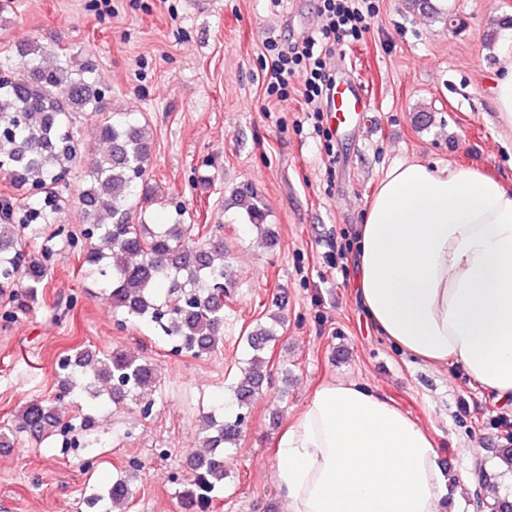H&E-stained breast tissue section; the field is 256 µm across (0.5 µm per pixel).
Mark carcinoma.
<instances>
[{
    "label": "carcinoma",
    "mask_w": 512,
    "mask_h": 512,
    "mask_svg": "<svg viewBox=\"0 0 512 512\" xmlns=\"http://www.w3.org/2000/svg\"><path fill=\"white\" fill-rule=\"evenodd\" d=\"M81 52L53 48L37 40L16 45L0 59V177L17 192L19 204L0 210V296L28 308L48 274V248L31 253L44 229L79 249L88 273L109 287L112 309L122 313L117 325L147 321L160 328L175 355L202 357L217 348L224 331V242L208 225L187 222L186 206L163 197L150 178L151 135L145 116L113 112L104 79ZM99 118L95 133L108 145L104 152L81 151L78 114ZM79 182L74 202L85 221L83 239L62 224L64 192ZM161 204L167 224L150 222L148 208ZM255 227L264 223L262 199L248 187L232 192L231 202ZM277 341L271 328L247 336L251 356L242 378L231 389L222 412L202 414L201 434L207 453L189 462L190 485L180 491L182 504L207 508L216 484L224 480V451L235 448L256 390L268 375L266 350ZM53 399H35L0 429V443L25 434L40 438L68 429L65 408L77 381L86 382L92 400L105 395L114 404L131 402L139 410L155 403L156 369L147 359L121 349L101 354L80 350L63 357ZM132 490L122 479L112 483L108 498L123 508Z\"/></svg>",
    "instance_id": "1"
}]
</instances>
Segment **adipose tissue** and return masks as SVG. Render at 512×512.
Listing matches in <instances>:
<instances>
[{"mask_svg": "<svg viewBox=\"0 0 512 512\" xmlns=\"http://www.w3.org/2000/svg\"><path fill=\"white\" fill-rule=\"evenodd\" d=\"M358 245L357 297L379 333L512 402V189L469 167L395 165ZM275 481L284 512H446L450 493L431 433L341 379L286 424Z\"/></svg>", "mask_w": 512, "mask_h": 512, "instance_id": "ef3b65f1", "label": "adipose tissue"}]
</instances>
